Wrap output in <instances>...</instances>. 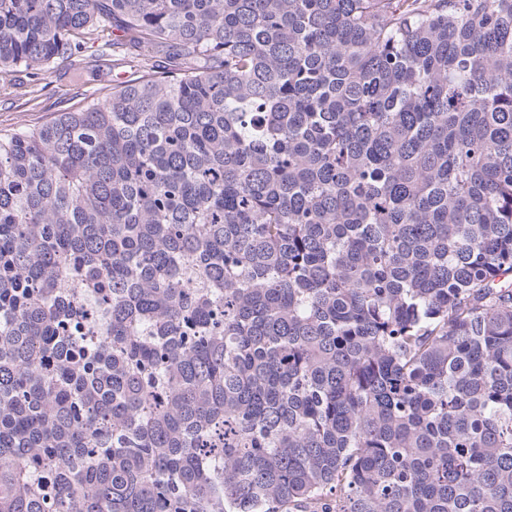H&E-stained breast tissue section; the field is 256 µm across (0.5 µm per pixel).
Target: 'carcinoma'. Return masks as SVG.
I'll use <instances>...</instances> for the list:
<instances>
[{
  "mask_svg": "<svg viewBox=\"0 0 512 512\" xmlns=\"http://www.w3.org/2000/svg\"><path fill=\"white\" fill-rule=\"evenodd\" d=\"M121 64L0 133V512H512V0H0Z\"/></svg>",
  "mask_w": 512,
  "mask_h": 512,
  "instance_id": "obj_1",
  "label": "carcinoma"
}]
</instances>
